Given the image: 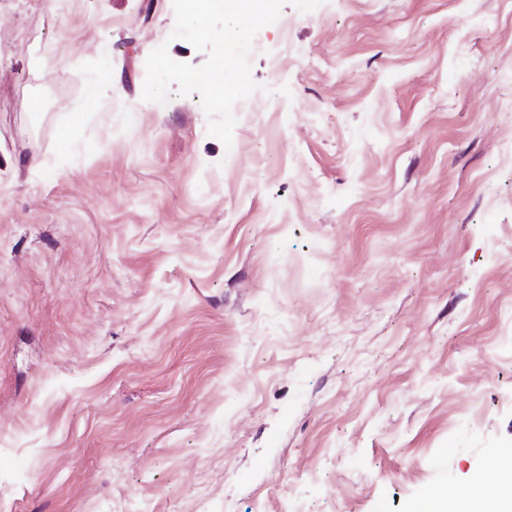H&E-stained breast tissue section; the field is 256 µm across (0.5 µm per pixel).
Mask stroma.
I'll list each match as a JSON object with an SVG mask.
<instances>
[{"label":"stroma","mask_w":512,"mask_h":512,"mask_svg":"<svg viewBox=\"0 0 512 512\" xmlns=\"http://www.w3.org/2000/svg\"><path fill=\"white\" fill-rule=\"evenodd\" d=\"M231 146L172 0H0V512H413L512 448V0L285 4ZM73 131L76 145L62 150Z\"/></svg>","instance_id":"obj_1"}]
</instances>
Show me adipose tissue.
<instances>
[{
  "instance_id": "adipose-tissue-1",
  "label": "adipose tissue",
  "mask_w": 512,
  "mask_h": 512,
  "mask_svg": "<svg viewBox=\"0 0 512 512\" xmlns=\"http://www.w3.org/2000/svg\"><path fill=\"white\" fill-rule=\"evenodd\" d=\"M497 486H486L481 477H473L463 488L427 492L421 506L424 512H512V466Z\"/></svg>"
}]
</instances>
